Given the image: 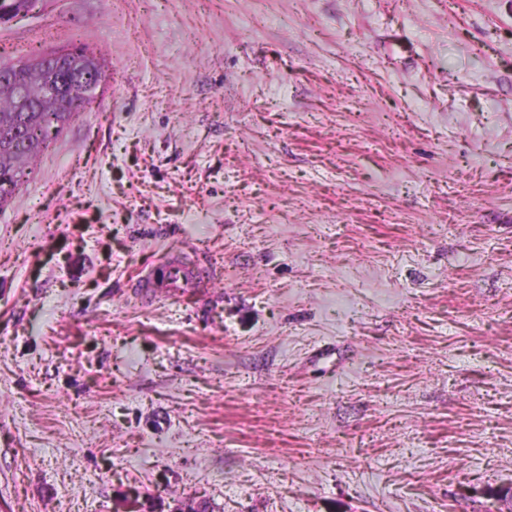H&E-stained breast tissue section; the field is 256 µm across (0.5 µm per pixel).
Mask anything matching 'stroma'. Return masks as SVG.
<instances>
[{
    "instance_id": "35a3bbf8",
    "label": "stroma",
    "mask_w": 512,
    "mask_h": 512,
    "mask_svg": "<svg viewBox=\"0 0 512 512\" xmlns=\"http://www.w3.org/2000/svg\"><path fill=\"white\" fill-rule=\"evenodd\" d=\"M48 14L108 81L0 210V512H502L512 0ZM164 275L157 280L153 275L142 276L136 288L150 293L155 298L172 300L183 297L192 288H212L214 274L202 269L197 263L190 264L184 259L171 255L163 260Z\"/></svg>"
}]
</instances>
